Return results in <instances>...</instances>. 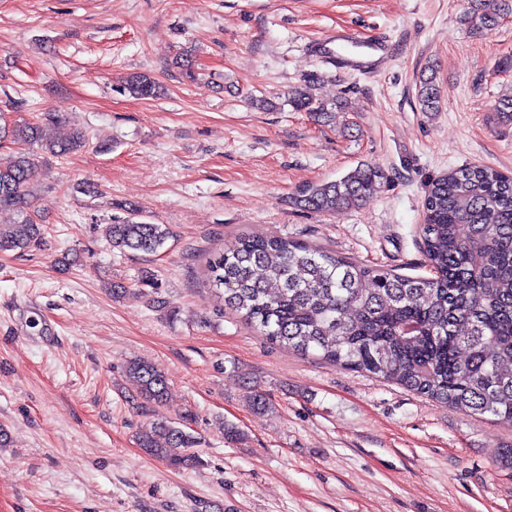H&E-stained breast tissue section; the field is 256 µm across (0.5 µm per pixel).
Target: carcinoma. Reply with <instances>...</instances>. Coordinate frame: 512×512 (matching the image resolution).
<instances>
[{"mask_svg": "<svg viewBox=\"0 0 512 512\" xmlns=\"http://www.w3.org/2000/svg\"><path fill=\"white\" fill-rule=\"evenodd\" d=\"M494 0H472L464 22L475 31L496 29L503 14ZM125 90L154 97L158 86L144 74ZM424 112L439 109L436 76L420 79ZM288 104L321 118L348 109L301 89ZM0 122V147L17 149L0 160V210L21 216L0 225V251L26 250L43 239L31 215L28 190L44 155L64 156L84 147L85 134L46 136L44 123ZM387 180L363 163L334 181L309 183L296 206L318 213L356 207ZM106 238L122 252L153 254L170 237L164 224L125 217L106 225ZM429 277H407L357 264L335 252L280 235L242 234L209 261L208 275L224 308L241 315L271 342L316 355L341 368L366 372L473 415L488 414L512 426V177L474 165L450 171L429 187L419 225ZM126 376L153 407L163 405L168 381L160 368L133 359ZM201 438L186 424L157 418L143 426L136 444L176 470L196 469Z\"/></svg>", "mask_w": 512, "mask_h": 512, "instance_id": "obj_1", "label": "carcinoma"}]
</instances>
